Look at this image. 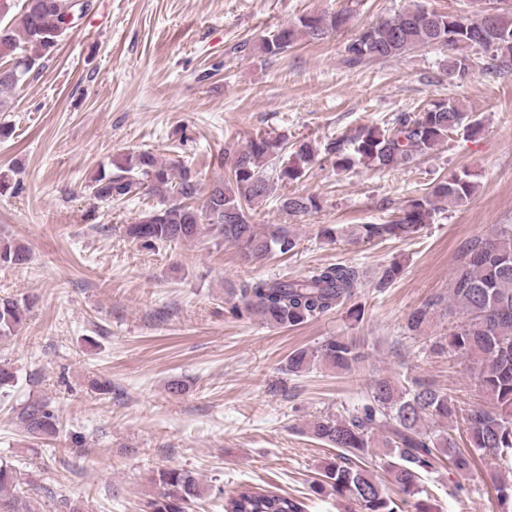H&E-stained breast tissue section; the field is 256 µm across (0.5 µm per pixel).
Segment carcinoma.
I'll use <instances>...</instances> for the list:
<instances>
[{"label": "carcinoma", "mask_w": 512, "mask_h": 512, "mask_svg": "<svg viewBox=\"0 0 512 512\" xmlns=\"http://www.w3.org/2000/svg\"><path fill=\"white\" fill-rule=\"evenodd\" d=\"M0 6V60L11 63L0 68V94L12 90L41 62L51 57L60 41L78 25L91 8V0H29L26 8L13 11V0ZM492 13L491 27L484 25ZM350 12L331 15L302 14L253 44L267 57L288 51L298 41L318 42L345 28ZM441 47L448 53L440 61L447 74L467 77L472 59L464 53L480 47L502 66L512 65V9L491 8L476 15L430 10L415 2L396 17L364 27L345 47V61L356 66L366 60L400 57L423 47ZM481 121L476 114L454 101H435L416 113H402L393 126L362 128L348 140H331L324 153L338 171L348 169L357 158L367 165L392 169L407 166L429 154L453 132L476 135ZM231 163L228 178L214 183L200 196L199 183L190 170L173 172V166L150 150L129 154L118 171H99L92 179L94 196L104 202L129 200L143 188L159 197L157 205L126 226V235L144 248L178 244L208 237L214 244L237 247L240 258L258 264L270 255L295 251L298 241L285 224L251 223L250 211L272 195L289 215L318 209L313 196L279 194L280 188L303 179L315 159L310 142L288 143L283 136L258 134L241 145L224 148ZM476 191L472 174L464 171L437 182L431 191L411 200L398 219L385 224H361L356 238L363 241L410 238L433 221L437 210L455 209L468 203ZM28 260L27 248L0 242V266L21 265ZM402 273L398 263L382 269L376 283L387 287ZM358 270L346 264L313 267L294 279L258 276L241 288L242 307L265 323L278 327L297 326L346 305L361 287ZM431 306L415 309L407 318V329L417 332L426 322ZM449 312L463 320L430 345L434 354L455 351L477 360L475 378L488 405L471 410L467 427L471 448L461 450L445 430L430 431L424 420L446 421L455 407L448 394L427 379H396L378 376L369 383L362 403L328 415L310 426V433L341 454L323 466L322 480L312 486L321 494L330 491L357 507V512H401L387 494L374 470L357 464L374 448L386 449L388 472L399 491L414 498L426 492L423 473L442 462L454 470H471L474 452L512 467V224L501 226L490 239L470 244L460 260L449 289ZM26 306L0 298V344L16 336ZM364 353L345 337L329 338L313 349L300 348L288 355L282 371L297 375L321 364L350 371ZM20 423L31 439L53 436L58 430L55 410L45 401H33L19 413ZM381 429L379 436L375 430ZM156 492L146 501V512H186L205 487L191 471L166 468L153 478ZM31 477L11 462L0 459V512H31L27 506ZM502 512H512V481L496 485ZM304 501L272 490L245 489L224 501V512H306Z\"/></svg>", "instance_id": "1"}]
</instances>
